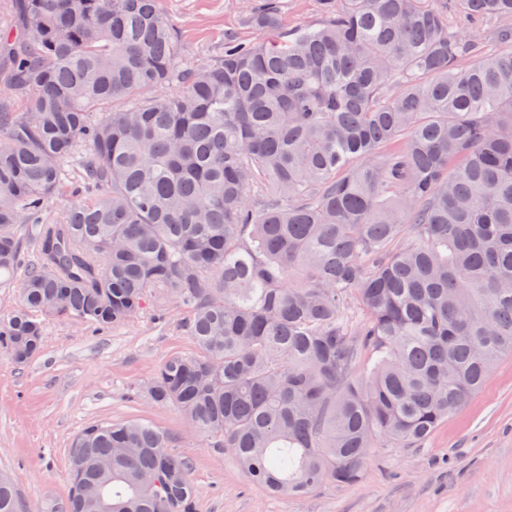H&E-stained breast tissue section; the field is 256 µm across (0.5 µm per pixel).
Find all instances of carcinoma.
I'll list each match as a JSON object with an SVG mask.
<instances>
[{
  "label": "carcinoma",
  "mask_w": 512,
  "mask_h": 512,
  "mask_svg": "<svg viewBox=\"0 0 512 512\" xmlns=\"http://www.w3.org/2000/svg\"><path fill=\"white\" fill-rule=\"evenodd\" d=\"M244 4L258 38L183 60L159 0H11L0 350L175 303L200 353L148 394L299 496L359 483L377 437L428 439L512 352V0H458L462 29L432 0H321L287 32L280 0ZM70 459L63 512H196L149 425H88ZM0 512H22L4 475Z\"/></svg>",
  "instance_id": "carcinoma-1"
}]
</instances>
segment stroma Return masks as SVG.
I'll use <instances>...</instances> for the list:
<instances>
[{
    "mask_svg": "<svg viewBox=\"0 0 512 512\" xmlns=\"http://www.w3.org/2000/svg\"><path fill=\"white\" fill-rule=\"evenodd\" d=\"M185 57L223 55L224 40H253L236 0H161ZM171 303L125 326L97 331L80 318H49L41 351L15 363L0 351V473L25 512H48L70 487L69 448L92 423L139 420L159 429L170 454L189 464L196 512H512V355L426 442L398 448L375 439L363 479L301 497H274L252 484L232 454L190 432L172 404L146 392L172 355L199 349Z\"/></svg>",
    "mask_w": 512,
    "mask_h": 512,
    "instance_id": "stroma-1",
    "label": "stroma"
}]
</instances>
